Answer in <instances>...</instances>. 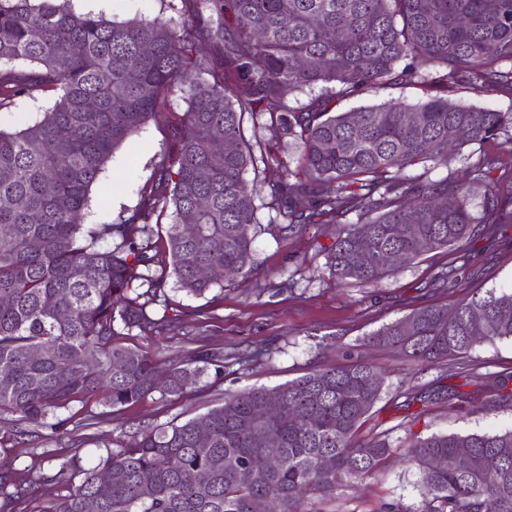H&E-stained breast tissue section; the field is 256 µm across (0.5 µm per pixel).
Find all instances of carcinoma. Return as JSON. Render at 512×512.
Listing matches in <instances>:
<instances>
[{"label": "carcinoma", "instance_id": "1", "mask_svg": "<svg viewBox=\"0 0 512 512\" xmlns=\"http://www.w3.org/2000/svg\"><path fill=\"white\" fill-rule=\"evenodd\" d=\"M184 25L162 20L116 21L81 14L64 0H0V107L21 95L53 92L42 115L0 129V416L52 430L57 411L104 395L109 418L161 390L180 395L201 367H224V354L199 347L163 367L121 343L124 332L162 336L171 319L147 305L167 286L150 274L156 245L140 235L173 209L165 229L177 288L203 296L227 275L254 263L256 157L244 117L265 119L270 140L298 148L296 171L266 183L263 205L282 230L308 224H348L331 248V269L347 283L371 285L393 271L389 257L410 262L448 249L483 225L490 241L496 220L512 218V195L491 178L483 158L473 181L484 187L482 215L468 208L471 187L400 176L430 162L450 168L469 143L512 129L511 112L457 104L436 95L416 105L387 101L347 112L332 103L379 85L464 77L487 91L512 90V0H181ZM320 93L298 107L285 89ZM185 94L187 136L175 133L157 170L156 189L104 232L80 222L90 193L114 153L166 105ZM96 108L89 110L88 102ZM463 135L448 139V130ZM228 142L232 149L215 148ZM207 173L199 180L197 174ZM53 183V190L45 184ZM194 224L192 237L181 226ZM366 248L357 250L358 239ZM146 287L136 292L134 283ZM512 338V290L489 288L451 306H424L373 335L376 343L435 365L470 351L478 340ZM41 350L37 359L31 349ZM167 375L166 386L155 385ZM383 371L364 363L314 369L275 387L249 388L182 423L128 436L98 463H62L79 477L68 482L51 512H253L270 496L280 512H315L370 476L393 452L386 438L354 441L361 420L381 400ZM489 410L512 406V375L493 376ZM296 414L267 423L259 447L254 412L268 393ZM459 392L429 386L413 401ZM274 456L278 465L267 467ZM417 473L421 500L387 512H512V429L495 433H435L405 453ZM112 481L99 479L101 471ZM152 475L150 491L141 476ZM50 484L32 470L0 468V512H34Z\"/></svg>", "mask_w": 512, "mask_h": 512}]
</instances>
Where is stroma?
Segmentation results:
<instances>
[{"label": "stroma", "instance_id": "obj_1", "mask_svg": "<svg viewBox=\"0 0 512 512\" xmlns=\"http://www.w3.org/2000/svg\"><path fill=\"white\" fill-rule=\"evenodd\" d=\"M181 0H110L106 18L119 21L154 19L181 26ZM429 84H399L363 91L337 102V111L395 99L414 105L435 95ZM449 99L497 112H512V91L486 92L466 81L453 83ZM186 109L181 93L172 94L166 110L149 121L114 155L91 193L83 221L102 226L133 210L144 190L155 182L161 156L173 139L174 128ZM464 161L451 169L418 164L409 177L438 180L453 176L468 181L471 165L483 155L499 158L502 193L512 192V145L499 141L465 146ZM254 241V268L244 276L193 297L167 284L150 309L155 316L174 320L173 331L161 337L132 332L127 345L157 358L184 359L196 347L223 351L224 367H207L193 391L179 395L153 394L115 413L112 423L82 427L87 411H102L99 403L73 404L69 410L79 431H54L0 417V448L15 469L40 466L47 476L58 474L62 454L77 448L82 466L94 465L106 449L146 426L182 422L222 402L225 394L250 387H273L313 369L349 362H370L385 371L382 399L361 421L355 434L363 443L388 439L393 454L376 474L354 483L321 512H385L388 504L416 506L420 500L417 476L403 461L414 439L434 433L499 432L512 428V408L489 410L490 377L512 372V339L485 340L471 351L428 369L399 352L370 342L384 325L427 305H449L468 292L512 285V223L498 227L497 240L485 245L471 237L452 251L430 252L414 263L393 270L380 282L340 283L329 268V248L342 231L339 224H310L294 234L280 230V220L259 209ZM467 261L455 288L440 287L437 277L456 256ZM458 390L453 402L405 404L402 395L429 382Z\"/></svg>", "mask_w": 512, "mask_h": 512}]
</instances>
